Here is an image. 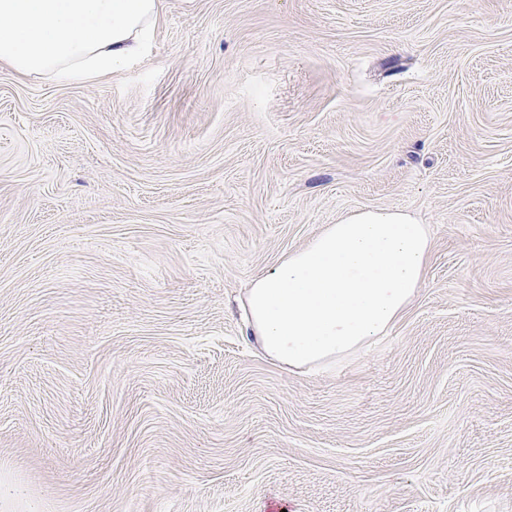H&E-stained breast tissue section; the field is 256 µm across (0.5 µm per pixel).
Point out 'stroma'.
Listing matches in <instances>:
<instances>
[{"label": "stroma", "mask_w": 512, "mask_h": 512, "mask_svg": "<svg viewBox=\"0 0 512 512\" xmlns=\"http://www.w3.org/2000/svg\"><path fill=\"white\" fill-rule=\"evenodd\" d=\"M430 225L386 336L292 369L249 283ZM0 512H512V0H161L89 82L0 67Z\"/></svg>", "instance_id": "obj_1"}]
</instances>
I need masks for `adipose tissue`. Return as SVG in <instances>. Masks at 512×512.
Segmentation results:
<instances>
[{"label": "adipose tissue", "mask_w": 512, "mask_h": 512, "mask_svg": "<svg viewBox=\"0 0 512 512\" xmlns=\"http://www.w3.org/2000/svg\"><path fill=\"white\" fill-rule=\"evenodd\" d=\"M158 0H0V63L22 75L88 81L134 62ZM432 241L395 209L327 225L255 278L247 292L258 348L303 368L344 358L387 334L416 296Z\"/></svg>", "instance_id": "ef3b65f1"}]
</instances>
